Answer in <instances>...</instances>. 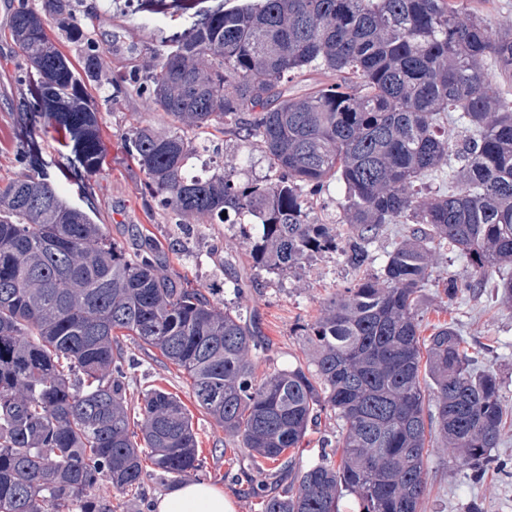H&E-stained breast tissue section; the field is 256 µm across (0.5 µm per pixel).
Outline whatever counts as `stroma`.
I'll return each mask as SVG.
<instances>
[{"instance_id":"stroma-1","label":"stroma","mask_w":512,"mask_h":512,"mask_svg":"<svg viewBox=\"0 0 512 512\" xmlns=\"http://www.w3.org/2000/svg\"><path fill=\"white\" fill-rule=\"evenodd\" d=\"M100 13L99 41L104 51L105 75L124 73L130 61L144 66L149 50L184 32L188 19L145 16L131 13L126 0H92ZM13 0H0V179L20 172L16 161L17 67L22 52L8 37ZM88 106L99 114V145L105 156L103 166L88 179L85 192H78L76 177L84 173L73 148L63 146L51 125L37 118L40 131L41 163L52 179L58 180L63 193L79 200L81 206L100 212L107 235L126 243L133 227L144 234L171 241H187L190 250L174 258L171 267L187 276L195 285L213 289L217 306H236L237 298L224 286V270L210 255L214 240H223L225 248L235 253L242 266H250L248 250L238 227L228 224H196L183 230L175 224H154L145 216L140 195L141 174L126 155L122 134L133 120L148 121L156 127L169 124L163 113L152 109L141 97L105 105L102 98L88 99ZM501 271L486 276L481 288L449 299L436 287L424 289L419 303L422 336H429L434 326L455 325L465 340L482 352V363L493 370L502 385L503 400L512 411V308L502 304L497 285ZM355 271L345 265L340 253L331 252L304 261L284 276L266 275L252 289L245 304L256 316L258 329L270 341L269 349L258 360L259 373H270L308 359L309 350L295 327L320 316L336 292L350 286ZM137 366L128 374L129 393L160 387L177 394L193 416L199 446L205 457L200 478L223 490L236 512H261L257 498L250 495L259 476L247 449L216 427L197 407L192 397L191 381L175 368L164 367L142 350H134ZM492 463L480 476L457 469L452 451L441 448L428 461V494L421 512H512V426L502 433L500 445L492 449ZM172 480L151 471L139 491L113 493L116 512H150L154 500L174 489Z\"/></svg>"}]
</instances>
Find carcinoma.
Wrapping results in <instances>:
<instances>
[{
	"mask_svg": "<svg viewBox=\"0 0 512 512\" xmlns=\"http://www.w3.org/2000/svg\"><path fill=\"white\" fill-rule=\"evenodd\" d=\"M95 16L84 0H16L9 27L25 61L24 131L22 171L0 180V512H112L100 489L138 490L146 459L173 480L203 471L177 395L154 387L131 406L125 339L187 375L196 405L241 438L260 473L291 468L321 413L336 417L339 465L299 472L294 493L256 486L262 512H339L344 491L359 512H420L434 425L455 463L481 474L505 424L501 384L453 325L421 337L418 302L445 248L467 259L464 276L443 281L448 297L512 264V94L486 79L492 62L512 85V30L462 18L457 0L222 3L153 49L152 64L101 84ZM51 23L79 43V66ZM313 74L307 92L288 94ZM92 84L110 101L141 96L172 122L123 134L149 216L258 226L249 274L224 245L211 249L237 299L315 254L338 251L360 274L297 324L308 361L258 375L269 344L246 307L221 310L173 271L174 242H113L40 170L34 111L88 173L99 168L97 113L82 107ZM448 126L466 136L449 140ZM219 134L245 149L238 164L197 171L201 153L221 152ZM255 151L267 173L240 178ZM444 171L455 190L421 196L416 183ZM333 180L345 188L343 236L314 211ZM388 224L409 228L373 273L368 246Z\"/></svg>",
	"mask_w": 512,
	"mask_h": 512,
	"instance_id": "carcinoma-1",
	"label": "carcinoma"
}]
</instances>
